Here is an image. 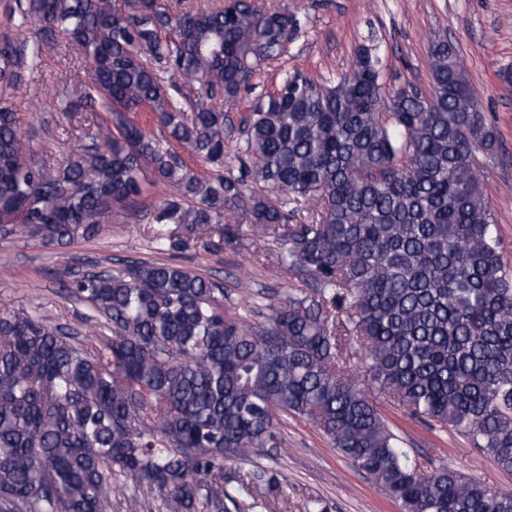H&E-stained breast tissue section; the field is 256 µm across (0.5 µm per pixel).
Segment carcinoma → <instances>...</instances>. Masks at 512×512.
<instances>
[{
	"label": "carcinoma",
	"mask_w": 512,
	"mask_h": 512,
	"mask_svg": "<svg viewBox=\"0 0 512 512\" xmlns=\"http://www.w3.org/2000/svg\"><path fill=\"white\" fill-rule=\"evenodd\" d=\"M17 29L44 25L90 62L84 96L61 111L108 112L106 136L59 166L30 154L0 98V224L8 235L65 245L97 236L146 179L193 200L168 202L159 224L224 241L258 226L299 287L262 315L224 313V287L172 263L85 274L67 294L107 330L92 350L45 317L0 314V512H112V477L129 481L125 512H227L228 462L276 447L290 415L306 419L401 512H512L496 490L450 466L413 460L371 399L465 438L512 472V274L476 153L498 140L456 50L429 47L430 91L380 81L365 45L338 81L284 73L224 111L283 60L307 16L286 4L226 0L175 9L169 0H16ZM43 43L0 48V95ZM171 75L182 104L164 85ZM152 112L158 139L129 119ZM238 132V175L224 174ZM216 168L201 178L166 143ZM263 317L255 324L251 317Z\"/></svg>",
	"instance_id": "obj_1"
}]
</instances>
